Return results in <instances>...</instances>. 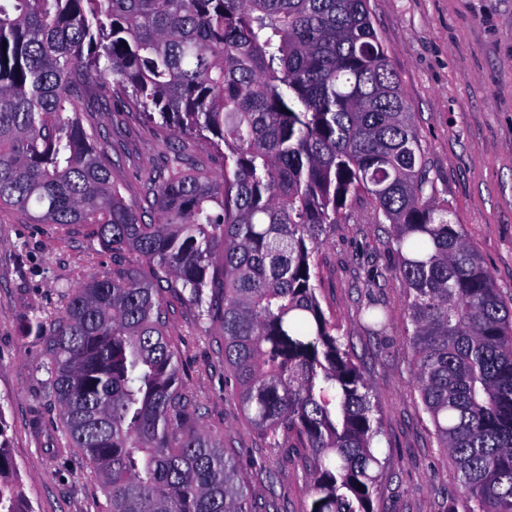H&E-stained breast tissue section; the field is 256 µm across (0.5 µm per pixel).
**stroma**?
I'll use <instances>...</instances> for the list:
<instances>
[{
  "mask_svg": "<svg viewBox=\"0 0 512 512\" xmlns=\"http://www.w3.org/2000/svg\"><path fill=\"white\" fill-rule=\"evenodd\" d=\"M369 8L415 114L434 197L462 226L496 288L511 296L512 0H369ZM96 120L110 135L125 199L139 204L145 181L174 144L171 131L131 105ZM375 215L362 194L327 226L316 256L317 296L348 336L381 410L384 468L374 512H448L456 469L413 386L407 287L385 246L390 226ZM112 267L93 225L57 229L0 209V407L33 512L107 508L93 467L57 431L60 407L44 389L48 339L25 335L23 323L37 310L54 323L69 287L111 275ZM165 301L185 390L202 405V427L223 436L255 512H303L301 449L289 441L272 447L241 413L224 380L218 326L198 327L195 309L179 296ZM373 302L389 316L377 335L362 316Z\"/></svg>",
  "mask_w": 512,
  "mask_h": 512,
  "instance_id": "1",
  "label": "stroma"
}]
</instances>
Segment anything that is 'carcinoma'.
Returning a JSON list of instances; mask_svg holds the SVG:
<instances>
[{
  "instance_id": "1",
  "label": "carcinoma",
  "mask_w": 512,
  "mask_h": 512,
  "mask_svg": "<svg viewBox=\"0 0 512 512\" xmlns=\"http://www.w3.org/2000/svg\"><path fill=\"white\" fill-rule=\"evenodd\" d=\"M127 46H121V43ZM112 99L200 143L126 202ZM370 195L409 290L413 383L470 512H512V301L435 201L414 115L368 0H0V208L93 224L112 276L68 290L46 331V390L108 512H252L224 436L199 425L163 294L219 324L241 412L304 448L303 512H374L382 421L317 297L315 254ZM0 408V512H27Z\"/></svg>"
}]
</instances>
